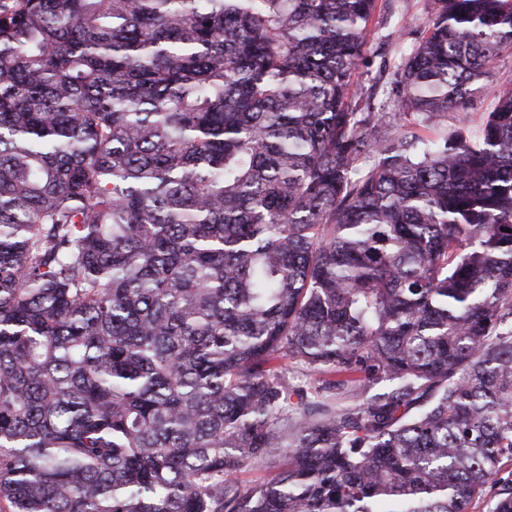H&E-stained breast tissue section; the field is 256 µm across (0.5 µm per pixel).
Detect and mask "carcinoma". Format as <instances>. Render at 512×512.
I'll return each instance as SVG.
<instances>
[{
  "label": "carcinoma",
  "mask_w": 512,
  "mask_h": 512,
  "mask_svg": "<svg viewBox=\"0 0 512 512\" xmlns=\"http://www.w3.org/2000/svg\"><path fill=\"white\" fill-rule=\"evenodd\" d=\"M377 2L0 0V512H512V0ZM431 0H378L373 31L367 48L370 65L358 72L365 87L375 93L393 77V63L412 43V31L422 29L428 20ZM385 60L386 67L382 64ZM512 83V54L502 53L490 65L487 84L490 89L501 88ZM494 105L491 92H487L476 98L464 112H448V129L464 125L475 127L481 121L484 113L489 112ZM287 375L289 381L303 386V388L307 390L308 396H310L311 399H317L315 389L321 384L319 381L321 379L319 373L305 365L289 361Z\"/></svg>",
  "instance_id": "1"
}]
</instances>
